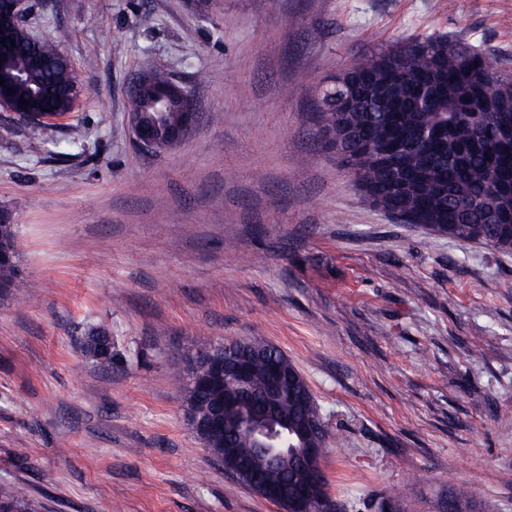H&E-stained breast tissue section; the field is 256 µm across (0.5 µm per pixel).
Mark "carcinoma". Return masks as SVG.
Returning <instances> with one entry per match:
<instances>
[{
  "mask_svg": "<svg viewBox=\"0 0 512 512\" xmlns=\"http://www.w3.org/2000/svg\"><path fill=\"white\" fill-rule=\"evenodd\" d=\"M406 51L396 46L356 60L343 74L321 91L317 122L329 129L340 126L364 130L368 141L350 164L359 187L378 186L383 181L381 143L383 137L406 141L404 163L416 171L419 181L411 202L419 209L423 223L448 231V237L474 241L503 253L512 252V224H458L462 209L476 208L480 214L512 210V196L494 188L493 179L501 172H512V147L505 148L496 138L498 125L512 124V78L496 77L487 87L482 66L475 65L474 50L443 36H425L410 42ZM11 69L26 76L12 85L14 100L23 97L27 112H65L76 78L70 61L49 41L34 42L17 34ZM361 84L364 100L349 112H342L338 96L344 85ZM134 109L160 132L179 125L183 115L173 108L156 115L153 105L134 101ZM20 250L17 225L0 222V294L8 295L20 283ZM251 347L268 354L254 359L250 395L238 410H229V420L241 416L258 419L265 426L273 422L261 418L269 386L268 362L274 359L286 375V386L279 403L288 420L301 422L313 415L321 417L319 405L303 375L278 348L261 338L248 339ZM84 357L103 370L112 369L119 354L107 339L106 331L91 328L81 337ZM181 375L176 390L186 411L203 413L224 404V395L234 392L232 384L219 382L200 388L189 382L188 367L196 365V376L205 379L210 369L201 362V348L180 354ZM209 446L217 462L228 454L250 456L256 447L243 432L228 431L225 437L201 440ZM254 478L279 483L287 476L267 468L261 458L254 461ZM0 512H35L29 500L16 488L0 483Z\"/></svg>",
  "mask_w": 512,
  "mask_h": 512,
  "instance_id": "1",
  "label": "carcinoma"
}]
</instances>
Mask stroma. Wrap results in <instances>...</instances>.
<instances>
[{
	"label": "stroma",
	"mask_w": 512,
	"mask_h": 512,
	"mask_svg": "<svg viewBox=\"0 0 512 512\" xmlns=\"http://www.w3.org/2000/svg\"><path fill=\"white\" fill-rule=\"evenodd\" d=\"M24 24L83 94L35 130L0 107L25 281L0 296V482L37 512H279L174 390L184 348L258 337L343 432L321 457L339 512H440L461 484L512 512V254L394 220L316 136L324 81L418 36L512 76V0H29ZM147 66L200 114L160 153L127 122ZM92 326L110 371L78 348ZM101 328H91L81 337L80 351L84 357L102 370H111L112 364L120 360L119 354L112 346V337Z\"/></svg>",
	"instance_id": "1"
}]
</instances>
